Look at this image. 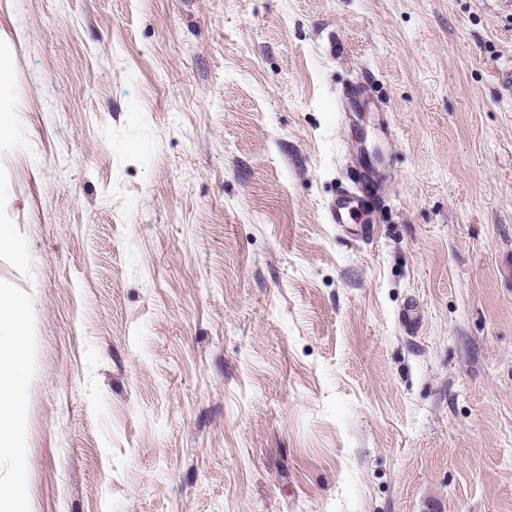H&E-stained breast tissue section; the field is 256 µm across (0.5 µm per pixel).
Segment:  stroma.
Here are the masks:
<instances>
[{"label": "stroma", "mask_w": 512, "mask_h": 512, "mask_svg": "<svg viewBox=\"0 0 512 512\" xmlns=\"http://www.w3.org/2000/svg\"><path fill=\"white\" fill-rule=\"evenodd\" d=\"M1 59L19 512H512V0H0ZM384 197L378 187L377 171L372 166L354 169L348 183L341 185L328 210L331 224H363L365 218L376 215L384 207Z\"/></svg>", "instance_id": "obj_1"}]
</instances>
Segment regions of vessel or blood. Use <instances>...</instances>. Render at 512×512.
<instances>
[{
  "instance_id": "obj_1",
  "label": "vessel or blood",
  "mask_w": 512,
  "mask_h": 512,
  "mask_svg": "<svg viewBox=\"0 0 512 512\" xmlns=\"http://www.w3.org/2000/svg\"><path fill=\"white\" fill-rule=\"evenodd\" d=\"M384 203L376 169L362 166L354 169L347 184L337 190L328 210L329 221L336 225H359L361 237L369 239L374 234V228L367 225L365 219L379 213Z\"/></svg>"
}]
</instances>
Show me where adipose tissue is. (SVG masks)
Instances as JSON below:
<instances>
[{
    "label": "adipose tissue",
    "instance_id": "1",
    "mask_svg": "<svg viewBox=\"0 0 512 512\" xmlns=\"http://www.w3.org/2000/svg\"><path fill=\"white\" fill-rule=\"evenodd\" d=\"M24 321L20 300L0 292V457H18L17 420L23 410L26 369L15 353L21 349Z\"/></svg>",
    "mask_w": 512,
    "mask_h": 512
}]
</instances>
